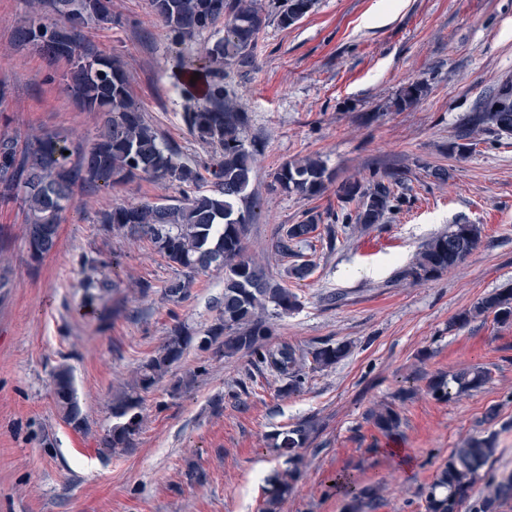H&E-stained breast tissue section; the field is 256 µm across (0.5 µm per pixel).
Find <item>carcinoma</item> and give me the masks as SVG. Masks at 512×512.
Listing matches in <instances>:
<instances>
[{
	"mask_svg": "<svg viewBox=\"0 0 512 512\" xmlns=\"http://www.w3.org/2000/svg\"><path fill=\"white\" fill-rule=\"evenodd\" d=\"M313 0H286L278 14L283 27L295 24L311 9ZM29 20L16 30V39L34 46L43 55L64 59L70 65L68 88L91 112L102 115V127L95 139L79 150L78 163L69 164L71 150L67 141L52 133L31 136L21 150L18 140L0 136V197L20 203L27 216L26 243L35 260L56 250L62 213L74 203L75 188L96 190L137 176L163 180L179 190L173 203L137 202L116 206L102 214L103 229L111 235L145 236L170 265L186 270L185 278L167 283L164 295L181 300L188 294L193 275L211 268L224 270V302L218 317L199 337V347L224 357L243 352L252 360L276 373L284 385L283 395L303 392L307 373L304 355L281 343H268L271 329L267 316L291 314L301 307L300 297L282 284L272 282L261 267L245 255L243 238L246 226L256 212L247 193L253 174V153L246 146L247 112L234 92L224 85L227 69L247 63L256 38L266 23V14L258 0H148L149 13L159 20L173 42L190 41L224 23V34L191 55L178 54L175 79L185 100L181 120L195 139L211 146L215 159L203 166L184 160L181 153L166 142L145 119L133 101L126 72L112 54L89 52L81 29L89 23L112 22V0H27ZM199 80L190 83L194 73ZM420 82L408 85L400 105L409 106L425 95ZM486 98L471 122L490 124L497 131L512 134V108L494 111ZM332 176L323 161L305 158L282 163L272 175V187L295 192L303 197L323 194ZM209 183L201 189L200 182ZM401 178L383 173L366 188L347 181L338 190L339 210L328 209V243L335 239V227L360 224L367 228L380 224L386 214L406 203L404 193L395 191ZM355 205L349 209V205ZM321 215H313L302 224H290L277 232L272 252L282 257L298 255L297 248L312 238ZM482 230L477 224H453L448 231L428 240L416 262L403 271L415 282L436 279L461 263L477 248ZM119 289L107 278L86 286L87 304ZM493 317L502 324L512 323V288L496 290L463 311L450 326L463 328L477 318ZM194 336L190 328L178 323L170 331L155 355L144 362L128 389L111 404L113 423L102 435L101 452L112 453L134 447L141 428V394L152 389L172 366L179 363ZM347 343L329 344L311 351L313 367L324 369L346 358ZM206 367L198 366L178 378L169 395L173 398L190 390ZM491 378L488 368L470 366L430 380L429 392L438 399L481 389ZM56 406L65 422L82 430L85 418L77 402L69 367L61 364L53 375ZM367 418L386 437L401 434L400 413L391 405L371 409ZM308 422H299L275 435L274 446L288 452L289 480L273 487L266 512L276 508L301 477L302 448L310 438ZM496 435L466 439L452 449L447 462L427 487L426 512H459L468 504L469 512H501L512 500V471L492 477L485 489L474 494L481 472L497 454ZM336 492L344 495L345 512H368L379 498L380 486H362L349 473L336 477Z\"/></svg>",
	"mask_w": 512,
	"mask_h": 512,
	"instance_id": "carcinoma-1",
	"label": "carcinoma"
}]
</instances>
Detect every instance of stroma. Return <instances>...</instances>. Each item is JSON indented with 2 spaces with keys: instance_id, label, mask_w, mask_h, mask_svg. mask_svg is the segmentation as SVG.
<instances>
[{
  "instance_id": "1",
  "label": "stroma",
  "mask_w": 512,
  "mask_h": 512,
  "mask_svg": "<svg viewBox=\"0 0 512 512\" xmlns=\"http://www.w3.org/2000/svg\"><path fill=\"white\" fill-rule=\"evenodd\" d=\"M271 17L247 67L233 66L226 84L242 101L248 143L257 150L249 187L261 212L245 236L247 254L280 279L287 265L270 251L284 224L339 207L335 188L317 197L271 191L284 161L320 158L337 181L368 182L395 172L408 202L384 223L352 225L335 249L317 229L305 280H288L302 302L269 318L270 344L306 353L320 343L352 342L334 367L309 372L300 394L279 395L281 380L250 358L214 357L190 344L144 395L141 430L132 450L98 451L112 424V397L155 355L170 329L194 335L214 323L224 299V274H197L190 292L163 295L179 277L145 238L107 234L103 212L130 202H161L177 188L146 177L77 192L63 215L57 250L32 261L25 214L0 200V512H263L287 457L272 437L301 420L316 427L301 450L303 475L280 512H343L329 493L337 474L381 484L374 512H425L422 492L453 448L467 437L496 433L499 451L482 479L512 471V323L450 320L481 298L512 287V138L489 126L467 128L479 102L512 77V0H317L290 27ZM28 15L26 0H0V135L27 142L57 132L93 138L97 113L65 90L66 61L48 64L15 40ZM112 25L89 26L86 43L122 58L132 97L146 120L184 157L209 162L212 150L188 134L184 101L172 78L179 50L148 13L147 0H112ZM426 83L416 104L400 106L405 88ZM468 131L472 153L449 147ZM452 224H477L481 243L441 277L412 282L402 272L422 245ZM112 261L119 294L107 296L106 323L83 306L85 281L98 274L82 257ZM150 285L141 297L139 284ZM72 371L85 430L58 412L52 376ZM206 365L196 386L173 398L186 370ZM481 365L492 378L449 400L426 385L436 376ZM407 399H398L400 390ZM242 391L241 400L232 392ZM392 403L402 417L390 439L366 418ZM498 406L507 427L483 421Z\"/></svg>"
}]
</instances>
